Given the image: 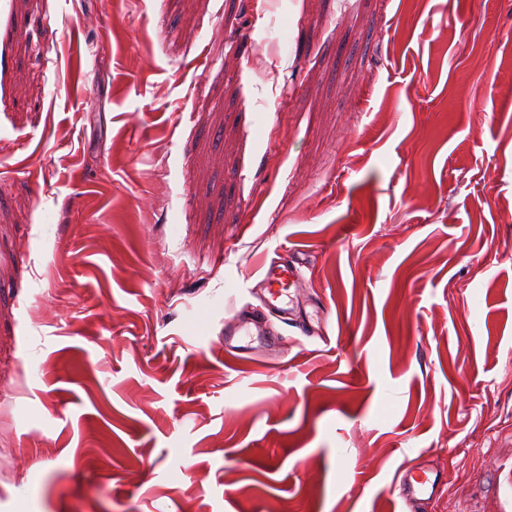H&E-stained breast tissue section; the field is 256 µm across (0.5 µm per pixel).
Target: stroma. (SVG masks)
<instances>
[{"label": "stroma", "mask_w": 512, "mask_h": 512, "mask_svg": "<svg viewBox=\"0 0 512 512\" xmlns=\"http://www.w3.org/2000/svg\"><path fill=\"white\" fill-rule=\"evenodd\" d=\"M3 464L0 512H512V0H0ZM261 275V282L267 294L265 297L267 306L280 313L281 318L288 322L291 320L288 317L292 314L291 309L288 308V304L284 306L279 304L278 300L284 290L300 288L302 275L299 268L288 259H272L263 263ZM429 470H421L418 473H410L406 476L401 498L409 507L423 496H433L439 487L441 480L436 473L432 479Z\"/></svg>", "instance_id": "1"}]
</instances>
